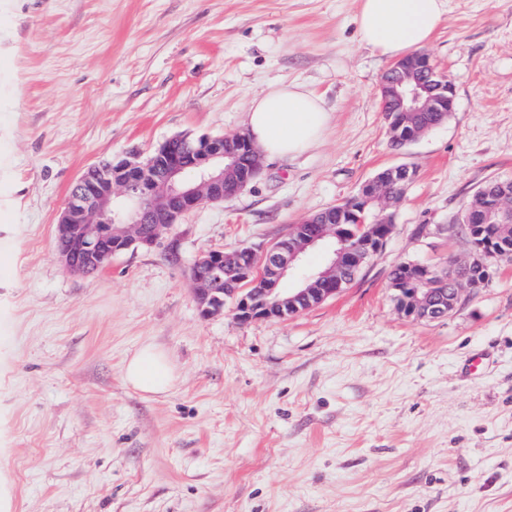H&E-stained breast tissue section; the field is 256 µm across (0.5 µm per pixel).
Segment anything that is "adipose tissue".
Wrapping results in <instances>:
<instances>
[{
  "instance_id": "obj_1",
  "label": "adipose tissue",
  "mask_w": 512,
  "mask_h": 512,
  "mask_svg": "<svg viewBox=\"0 0 512 512\" xmlns=\"http://www.w3.org/2000/svg\"><path fill=\"white\" fill-rule=\"evenodd\" d=\"M445 0H359L356 18L362 42L388 59H400L428 45L440 27ZM329 114L317 93L291 82L270 85L245 114L246 133L260 154L293 159L318 144ZM124 378L146 395L169 391L175 381L163 351L142 345L124 365Z\"/></svg>"
}]
</instances>
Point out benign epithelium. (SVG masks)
<instances>
[{"instance_id": "1", "label": "benign epithelium", "mask_w": 512, "mask_h": 512, "mask_svg": "<svg viewBox=\"0 0 512 512\" xmlns=\"http://www.w3.org/2000/svg\"><path fill=\"white\" fill-rule=\"evenodd\" d=\"M454 97L450 77L422 51L394 62L380 83L381 111L386 116L393 112L450 113ZM184 145L186 160L166 156L164 142L146 159L133 153L90 167L99 182L89 190L82 189L85 175L75 180L79 189L68 197L57 225V237L65 242L59 254L71 273L87 276L113 253L156 247L184 215L206 201L222 202L238 196L259 174L258 153L244 134L201 136ZM161 158L165 160L163 172L154 178L148 169ZM309 221L315 226L304 231L296 245L278 240L261 252L253 251L255 263L239 265L227 281L224 260L228 256L224 251L201 252L192 274L202 312H222L231 299L242 322L296 314L303 305L335 295L336 272L360 270L389 237L387 232L372 235L366 242L358 230L347 237L318 222L316 215ZM107 241L112 242L111 253L104 251ZM312 248L326 252L327 266L309 273L293 288L282 287L283 280ZM468 285V280L461 278L455 287L437 292L429 288L421 298L420 289L404 288L403 311L419 318L446 316Z\"/></svg>"}]
</instances>
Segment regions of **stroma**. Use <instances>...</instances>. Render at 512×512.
Wrapping results in <instances>:
<instances>
[{"mask_svg": "<svg viewBox=\"0 0 512 512\" xmlns=\"http://www.w3.org/2000/svg\"><path fill=\"white\" fill-rule=\"evenodd\" d=\"M426 51L448 119L402 149L380 110L389 61L359 0H10L0 9V482L11 512H512V260L439 319L403 314L396 265L466 259L458 218L512 179V0H446ZM300 82L331 120L239 196L151 250L70 274L56 252L88 167L176 134L244 130ZM417 170L356 279L285 319L203 316L191 266L261 250L380 170ZM146 343L175 382L123 376Z\"/></svg>", "mask_w": 512, "mask_h": 512, "instance_id": "obj_1", "label": "stroma"}]
</instances>
